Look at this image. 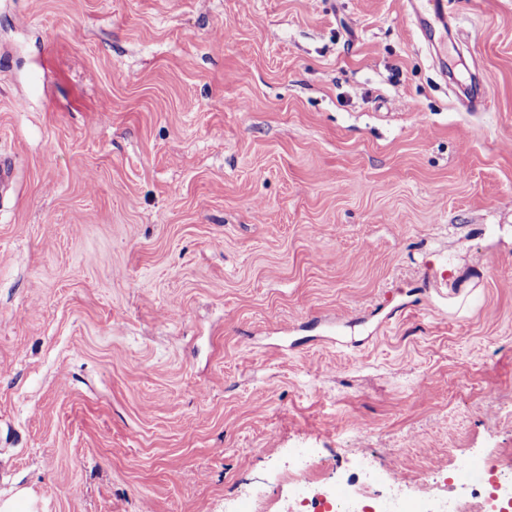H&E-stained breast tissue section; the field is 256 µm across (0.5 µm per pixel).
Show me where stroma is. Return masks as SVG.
<instances>
[{
  "label": "stroma",
  "instance_id": "1",
  "mask_svg": "<svg viewBox=\"0 0 512 512\" xmlns=\"http://www.w3.org/2000/svg\"><path fill=\"white\" fill-rule=\"evenodd\" d=\"M405 2L0 0V495L512 480V0ZM409 15L414 17L429 42L448 33L446 0H407Z\"/></svg>",
  "mask_w": 512,
  "mask_h": 512
}]
</instances>
